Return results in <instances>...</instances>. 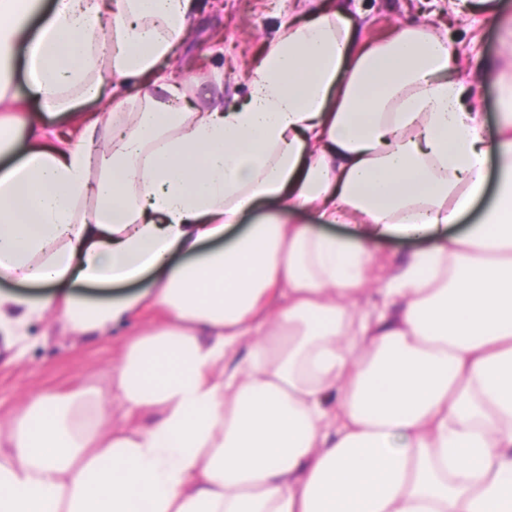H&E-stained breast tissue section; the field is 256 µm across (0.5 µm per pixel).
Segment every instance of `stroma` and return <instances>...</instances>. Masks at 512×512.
I'll return each mask as SVG.
<instances>
[{"label": "stroma", "instance_id": "stroma-1", "mask_svg": "<svg viewBox=\"0 0 512 512\" xmlns=\"http://www.w3.org/2000/svg\"><path fill=\"white\" fill-rule=\"evenodd\" d=\"M186 39L176 47L163 74L177 73L184 92L198 108H231L243 103L250 88L243 77L257 59L263 42L275 37L288 20V0H197ZM371 38L385 36L394 24L416 25L433 19L456 48L470 101L495 122L498 112L494 78L480 80L486 67L512 73V37L495 26L481 9L459 12L458 0H350ZM150 324L149 316L133 317L111 327L106 336L88 338L55 317L31 320L23 355L0 345V424L12 421L42 395L100 388L109 402L110 421L124 425L122 409L112 404L110 379L128 345Z\"/></svg>", "mask_w": 512, "mask_h": 512}]
</instances>
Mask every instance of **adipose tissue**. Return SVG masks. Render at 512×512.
<instances>
[{"mask_svg": "<svg viewBox=\"0 0 512 512\" xmlns=\"http://www.w3.org/2000/svg\"><path fill=\"white\" fill-rule=\"evenodd\" d=\"M196 0H0V330L147 328L112 400L49 394L0 427V512H512V81L495 125L433 23L359 40L345 0L289 19L233 109L126 94ZM26 142H19V131ZM478 219L451 228L473 207ZM316 220L296 224L292 214ZM386 238L426 248L395 268ZM376 293L380 308L361 310ZM14 89L17 95L15 101H6L0 106V116L11 115L19 120L26 121L33 112H40L41 108L27 99L24 94L23 75L18 74Z\"/></svg>", "mask_w": 512, "mask_h": 512, "instance_id": "obj_1", "label": "adipose tissue"}]
</instances>
